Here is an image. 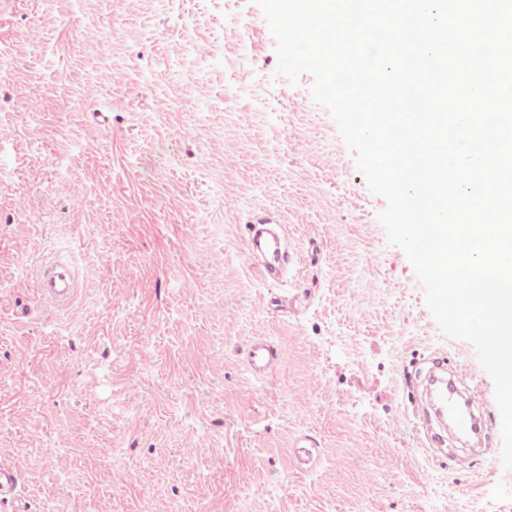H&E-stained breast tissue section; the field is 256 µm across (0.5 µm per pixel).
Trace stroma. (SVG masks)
Listing matches in <instances>:
<instances>
[{"mask_svg":"<svg viewBox=\"0 0 512 512\" xmlns=\"http://www.w3.org/2000/svg\"><path fill=\"white\" fill-rule=\"evenodd\" d=\"M276 67L255 0H0V512H512L497 406L476 447L423 419L434 359L491 378L312 75ZM257 339L283 352L260 378ZM41 299L52 306H65L77 288V273L73 266L62 260L44 264L38 274Z\"/></svg>","mask_w":512,"mask_h":512,"instance_id":"stroma-1","label":"stroma"}]
</instances>
